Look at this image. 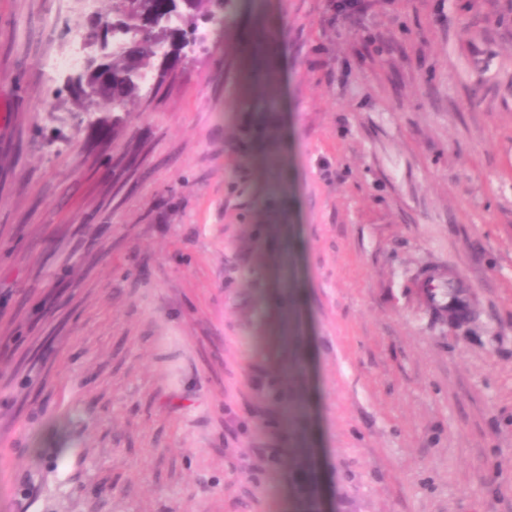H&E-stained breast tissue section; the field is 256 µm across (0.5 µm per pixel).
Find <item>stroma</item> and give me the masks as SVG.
Returning <instances> with one entry per match:
<instances>
[{
	"mask_svg": "<svg viewBox=\"0 0 512 512\" xmlns=\"http://www.w3.org/2000/svg\"><path fill=\"white\" fill-rule=\"evenodd\" d=\"M102 6L0 0V512H512V0H236L282 92L291 376L254 345L246 41L215 19L112 138L45 67ZM421 296L432 311L461 315L469 311L470 297L463 278L448 279L443 268L426 269L420 278Z\"/></svg>",
	"mask_w": 512,
	"mask_h": 512,
	"instance_id": "obj_1",
	"label": "stroma"
}]
</instances>
